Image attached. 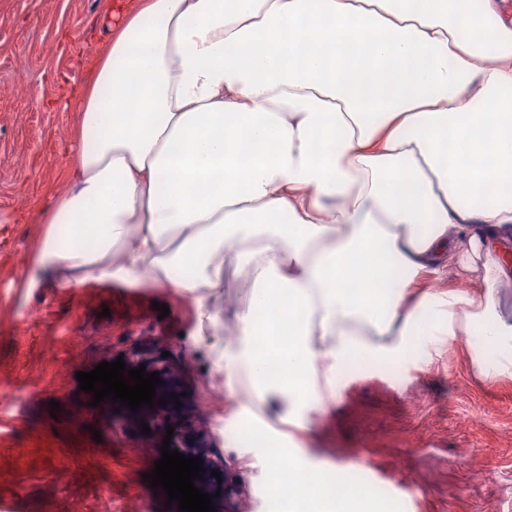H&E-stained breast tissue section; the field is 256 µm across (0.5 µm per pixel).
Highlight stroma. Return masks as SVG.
<instances>
[{
  "label": "stroma",
  "mask_w": 512,
  "mask_h": 512,
  "mask_svg": "<svg viewBox=\"0 0 512 512\" xmlns=\"http://www.w3.org/2000/svg\"><path fill=\"white\" fill-rule=\"evenodd\" d=\"M106 10L107 0H0V512H167L143 479L163 433L79 388L77 372L119 358L181 371L180 417L210 435L228 472L216 512H275L264 447L245 434L275 417L222 356V313L247 298L241 276L226 275L205 328L189 294L34 278L42 219L74 161L70 104L107 38ZM288 445L296 464L340 466L339 483L369 489L384 512H512V371L488 373L465 336L356 359Z\"/></svg>",
  "instance_id": "1"
}]
</instances>
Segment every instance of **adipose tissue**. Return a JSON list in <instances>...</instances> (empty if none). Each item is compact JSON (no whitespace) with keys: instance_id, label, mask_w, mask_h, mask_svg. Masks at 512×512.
I'll return each mask as SVG.
<instances>
[{"instance_id":"1","label":"adipose tissue","mask_w":512,"mask_h":512,"mask_svg":"<svg viewBox=\"0 0 512 512\" xmlns=\"http://www.w3.org/2000/svg\"><path fill=\"white\" fill-rule=\"evenodd\" d=\"M108 19L44 277H145L204 326L243 270L226 367L292 421L352 359L430 336L512 362V0H110ZM287 455L268 450L277 512H379Z\"/></svg>"}]
</instances>
